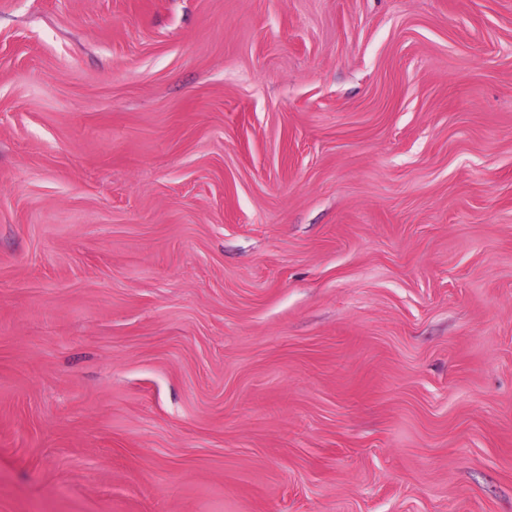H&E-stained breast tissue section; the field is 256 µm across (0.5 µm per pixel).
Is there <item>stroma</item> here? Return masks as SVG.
<instances>
[{"instance_id":"obj_1","label":"stroma","mask_w":512,"mask_h":512,"mask_svg":"<svg viewBox=\"0 0 512 512\" xmlns=\"http://www.w3.org/2000/svg\"><path fill=\"white\" fill-rule=\"evenodd\" d=\"M0 512H512V0H0Z\"/></svg>"}]
</instances>
